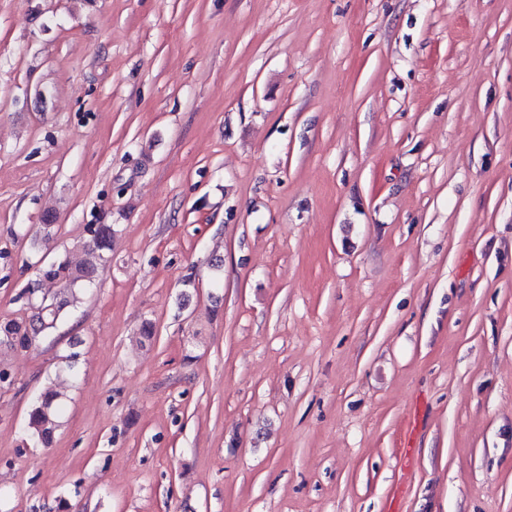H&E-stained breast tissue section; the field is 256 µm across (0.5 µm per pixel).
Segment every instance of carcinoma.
<instances>
[{
  "label": "carcinoma",
  "mask_w": 512,
  "mask_h": 512,
  "mask_svg": "<svg viewBox=\"0 0 512 512\" xmlns=\"http://www.w3.org/2000/svg\"><path fill=\"white\" fill-rule=\"evenodd\" d=\"M88 232L89 238L77 246L82 255L80 261H71L65 253L48 264L41 259L35 262L36 278L22 291V296L27 304L34 307L35 313L25 321L1 322L0 345L6 344V338L12 336L16 339V345L23 349L30 347L57 328L66 308L80 302L85 290L94 283L99 269L106 263L113 228L110 224H91ZM46 283L57 285L51 296L45 293ZM59 410L60 393L50 384L38 396L29 413L27 430L34 441L45 447L52 444Z\"/></svg>",
  "instance_id": "1"
}]
</instances>
